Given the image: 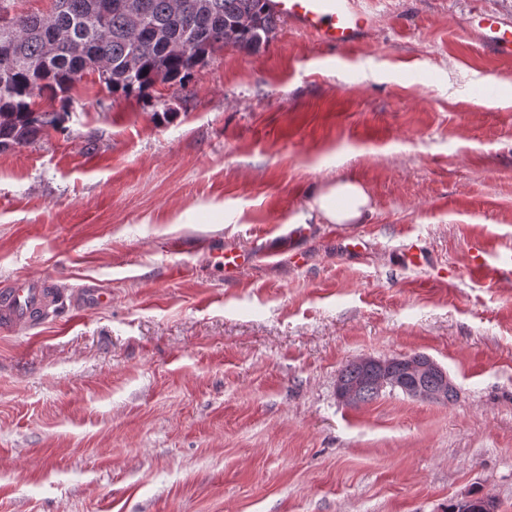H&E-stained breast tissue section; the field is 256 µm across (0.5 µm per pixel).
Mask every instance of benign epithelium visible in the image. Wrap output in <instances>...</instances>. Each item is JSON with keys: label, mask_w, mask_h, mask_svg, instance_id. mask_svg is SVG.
Returning a JSON list of instances; mask_svg holds the SVG:
<instances>
[{"label": "benign epithelium", "mask_w": 512, "mask_h": 512, "mask_svg": "<svg viewBox=\"0 0 512 512\" xmlns=\"http://www.w3.org/2000/svg\"><path fill=\"white\" fill-rule=\"evenodd\" d=\"M356 363L361 368L371 371L373 384L381 391L398 387V382L391 372L393 367H400L404 373V378L401 379L404 383L402 386L404 395L412 400L429 403L446 402L448 391L455 389L447 371L429 356L421 360L409 357L382 359L362 356L356 360ZM430 377L438 379V384L432 388L425 386V380Z\"/></svg>", "instance_id": "benign-epithelium-1"}]
</instances>
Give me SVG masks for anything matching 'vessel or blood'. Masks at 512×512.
<instances>
[{"label": "vessel or blood", "mask_w": 512, "mask_h": 512, "mask_svg": "<svg viewBox=\"0 0 512 512\" xmlns=\"http://www.w3.org/2000/svg\"><path fill=\"white\" fill-rule=\"evenodd\" d=\"M269 5L278 18L339 49L359 43L376 24L374 15L359 8L358 0H270ZM467 30L497 56L512 57V21L479 11L471 16ZM219 256L228 275L238 273L256 258L255 253L238 248L221 250ZM470 271L492 282L512 278V251L489 258L483 248H476ZM48 300L49 290L43 279H14L0 289V328L14 330L34 324L45 313Z\"/></svg>", "instance_id": "vessel-or-blood-1"}]
</instances>
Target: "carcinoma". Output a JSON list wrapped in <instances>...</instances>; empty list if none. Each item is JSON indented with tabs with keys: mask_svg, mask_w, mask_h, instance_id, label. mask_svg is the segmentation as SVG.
<instances>
[{
	"mask_svg": "<svg viewBox=\"0 0 512 512\" xmlns=\"http://www.w3.org/2000/svg\"><path fill=\"white\" fill-rule=\"evenodd\" d=\"M0 0V150L24 145L62 122L33 108L45 93L63 101L79 70H98L106 88L140 94L157 83L184 86L217 49L256 54L274 38L278 18L268 0H54L44 16L11 18ZM337 381L359 390V403L380 396L356 362Z\"/></svg>",
	"mask_w": 512,
	"mask_h": 512,
	"instance_id": "1",
	"label": "carcinoma"
}]
</instances>
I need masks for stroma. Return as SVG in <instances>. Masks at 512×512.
I'll return each mask as SVG.
<instances>
[{
    "label": "stroma",
    "mask_w": 512,
    "mask_h": 512,
    "mask_svg": "<svg viewBox=\"0 0 512 512\" xmlns=\"http://www.w3.org/2000/svg\"><path fill=\"white\" fill-rule=\"evenodd\" d=\"M361 6L351 49L281 20L183 88L38 98L66 117L0 152V283L54 301L0 332V512H512V281L470 275L512 248V60L464 31L512 0ZM339 179L371 198L353 257L306 207ZM227 245L259 258L225 278ZM419 353L455 401H338L350 361Z\"/></svg>",
    "instance_id": "stroma-1"
}]
</instances>
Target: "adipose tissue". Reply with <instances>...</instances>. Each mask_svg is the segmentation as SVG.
<instances>
[{"mask_svg":"<svg viewBox=\"0 0 512 512\" xmlns=\"http://www.w3.org/2000/svg\"><path fill=\"white\" fill-rule=\"evenodd\" d=\"M308 209L332 224H354L369 211L370 197L358 182L339 180L314 196Z\"/></svg>","mask_w":512,"mask_h":512,"instance_id":"obj_1","label":"adipose tissue"}]
</instances>
